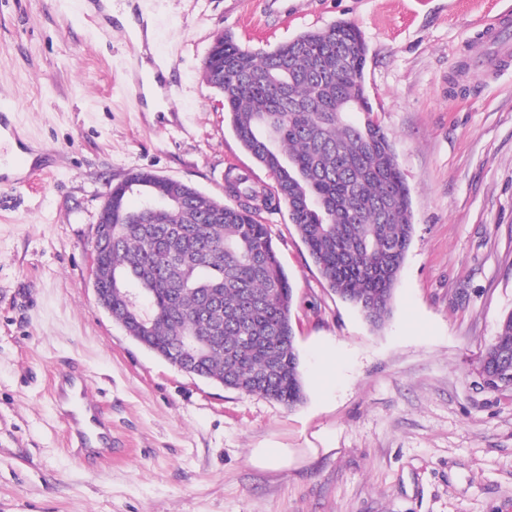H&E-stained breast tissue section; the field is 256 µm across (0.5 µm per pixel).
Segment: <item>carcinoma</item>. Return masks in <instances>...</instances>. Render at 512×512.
Returning a JSON list of instances; mask_svg holds the SVG:
<instances>
[{"mask_svg":"<svg viewBox=\"0 0 512 512\" xmlns=\"http://www.w3.org/2000/svg\"><path fill=\"white\" fill-rule=\"evenodd\" d=\"M367 47L347 20L304 31L265 51L224 38L203 66L224 68V112L242 148L273 175L259 186L226 177L230 205L181 183L163 194L183 199L147 216L129 196L112 195V305L126 289L153 290L145 314L148 350L174 357L188 337L199 349L192 372L289 408L305 397L291 321L293 288L266 216L290 220L329 288L374 326L391 315L394 290L411 244L409 188L388 135L367 115ZM512 353V311L484 359Z\"/></svg>","mask_w":512,"mask_h":512,"instance_id":"obj_1","label":"carcinoma"}]
</instances>
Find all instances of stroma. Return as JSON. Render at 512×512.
<instances>
[{
    "label": "stroma",
    "instance_id": "35a3bbf8",
    "mask_svg": "<svg viewBox=\"0 0 512 512\" xmlns=\"http://www.w3.org/2000/svg\"><path fill=\"white\" fill-rule=\"evenodd\" d=\"M167 112L127 81L123 33L80 0H0V107L39 155L0 186V512H512V388L482 354L512 311V70L474 38L512 0H142ZM339 19L360 29L374 120L415 232L393 315L334 294L287 211L269 220L294 288L306 399L185 373L98 304L92 235L108 184L145 170L225 199L271 175L241 147L202 61L217 33L260 51ZM81 368L117 447L92 462L56 406Z\"/></svg>",
    "mask_w": 512,
    "mask_h": 512
}]
</instances>
